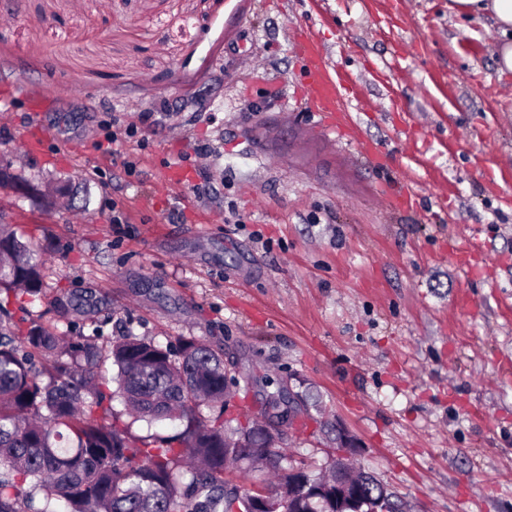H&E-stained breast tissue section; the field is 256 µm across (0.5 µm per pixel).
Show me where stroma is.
<instances>
[{"instance_id":"35a3bbf8","label":"stroma","mask_w":512,"mask_h":512,"mask_svg":"<svg viewBox=\"0 0 512 512\" xmlns=\"http://www.w3.org/2000/svg\"><path fill=\"white\" fill-rule=\"evenodd\" d=\"M306 33L375 160L323 134ZM495 37L448 0H0L17 177L0 224L46 259L34 320L104 348L129 330L223 346L250 382L225 417L306 397L283 441L312 472L341 425L410 512H512V74ZM141 113V135L94 149ZM406 181L417 208L392 211ZM453 223L480 243L476 277ZM475 250L476 246L465 234L456 236L454 251L457 263L460 269L469 277L477 270L478 264L472 260Z\"/></svg>"}]
</instances>
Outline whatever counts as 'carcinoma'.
I'll list each match as a JSON object with an SVG mask.
<instances>
[{"label": "carcinoma", "instance_id": "obj_1", "mask_svg": "<svg viewBox=\"0 0 512 512\" xmlns=\"http://www.w3.org/2000/svg\"><path fill=\"white\" fill-rule=\"evenodd\" d=\"M45 263L0 224V512H27L36 494V512H58L61 503L65 512H253L254 489L229 485L224 473L257 462L267 436L254 419L228 430L224 353L193 338L173 350L130 330L106 356L89 338L65 341L26 319L43 295ZM116 395L123 414L112 409ZM124 414L177 420L180 429L135 436ZM272 455L276 483L261 490L283 512H354L332 491L293 485L286 449ZM357 477L360 512H404L372 475Z\"/></svg>", "mask_w": 512, "mask_h": 512}]
</instances>
